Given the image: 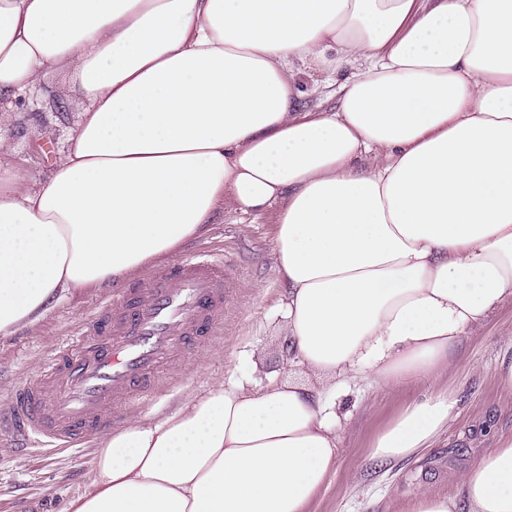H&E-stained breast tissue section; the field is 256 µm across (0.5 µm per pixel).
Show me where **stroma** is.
<instances>
[{
  "label": "stroma",
  "instance_id": "obj_1",
  "mask_svg": "<svg viewBox=\"0 0 512 512\" xmlns=\"http://www.w3.org/2000/svg\"><path fill=\"white\" fill-rule=\"evenodd\" d=\"M64 73L51 76L45 98L33 109L10 113L8 134L16 168L48 173L77 119L75 105L57 102L55 87ZM274 214L262 216L225 210L208 232L182 247L173 262L190 259L205 249H221L230 263L229 303L223 333L200 345L164 373L162 384L146 401L121 409L123 422L158 419L186 396L201 392L215 380L249 367L259 352L264 375L285 374L288 351L280 304L285 287L274 271ZM106 289L84 288L54 306L35 326L0 338V397L16 384L37 378L44 360L70 341ZM512 335V298L488 321L467 336L448 372L437 382L456 399L455 417L434 448L422 456L379 464L370 461L374 438L410 400L429 394L414 384L385 392L368 388L345 400L341 448L335 474L310 504L308 512H397L401 502L425 490L453 495L460 476L500 438L512 435V392L500 389L496 364ZM96 442L52 455L20 454L8 430L0 428V512H64L80 495L90 475Z\"/></svg>",
  "mask_w": 512,
  "mask_h": 512
}]
</instances>
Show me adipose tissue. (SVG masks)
Wrapping results in <instances>:
<instances>
[{
    "mask_svg": "<svg viewBox=\"0 0 512 512\" xmlns=\"http://www.w3.org/2000/svg\"><path fill=\"white\" fill-rule=\"evenodd\" d=\"M352 74L332 110L297 77ZM64 71L81 104L48 176L6 161L7 114ZM232 209L274 212L291 362L104 436L65 512H307L335 473L338 397L433 383L512 297V0H0V337L116 285ZM408 403L372 456L447 427ZM512 512V437L453 496Z\"/></svg>",
    "mask_w": 512,
    "mask_h": 512,
    "instance_id": "ef3b65f1",
    "label": "adipose tissue"
}]
</instances>
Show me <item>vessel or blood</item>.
Masks as SVG:
<instances>
[{"instance_id": "1", "label": "vessel or blood", "mask_w": 512, "mask_h": 512, "mask_svg": "<svg viewBox=\"0 0 512 512\" xmlns=\"http://www.w3.org/2000/svg\"><path fill=\"white\" fill-rule=\"evenodd\" d=\"M226 297V256L209 250L117 289L76 346L60 347L36 380L0 404V418L29 453L81 444L111 423L115 408L153 393L165 367L221 335Z\"/></svg>"}]
</instances>
